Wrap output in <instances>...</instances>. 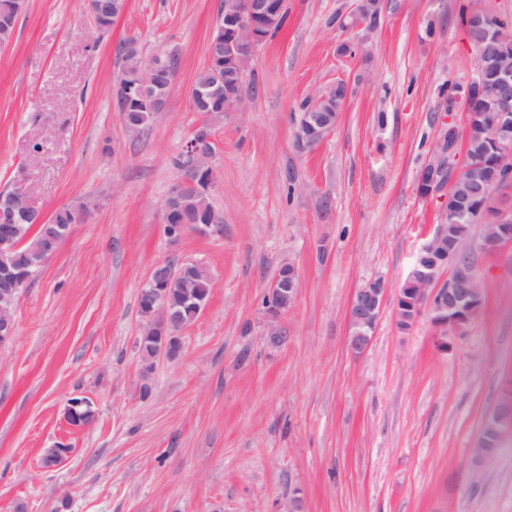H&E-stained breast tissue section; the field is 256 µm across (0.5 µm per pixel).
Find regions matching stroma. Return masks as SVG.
I'll return each mask as SVG.
<instances>
[{
  "mask_svg": "<svg viewBox=\"0 0 512 512\" xmlns=\"http://www.w3.org/2000/svg\"><path fill=\"white\" fill-rule=\"evenodd\" d=\"M463 0H381L371 32L357 0H287L285 25L256 50L243 112H194L222 0H126L96 31L85 0H26L0 48V191L22 184L50 217L88 204L24 288L0 346V512H512V433L487 461L473 448L512 392V244L476 253L481 314L447 352L395 301L448 210L419 175L449 125L463 126L475 50ZM178 59L151 125L126 129L121 43ZM366 48L343 52L348 43ZM345 82L335 128L298 141L301 101ZM216 143L211 202L221 233L173 242L162 205L200 124ZM180 255L213 288L142 393L138 294ZM297 301L269 315L281 263ZM388 296L372 344L351 355L349 304L369 280ZM277 323L280 341L268 334ZM94 418H65L72 398ZM64 445L46 466L45 449Z\"/></svg>",
  "mask_w": 512,
  "mask_h": 512,
  "instance_id": "obj_1",
  "label": "stroma"
}]
</instances>
